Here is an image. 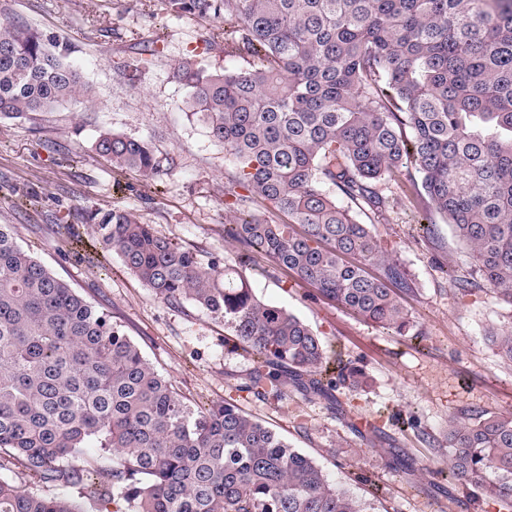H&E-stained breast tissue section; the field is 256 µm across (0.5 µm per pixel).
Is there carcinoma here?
<instances>
[{
    "mask_svg": "<svg viewBox=\"0 0 512 512\" xmlns=\"http://www.w3.org/2000/svg\"><path fill=\"white\" fill-rule=\"evenodd\" d=\"M175 15L233 29L242 68L211 72L188 56L174 78L235 161L226 174L224 242L262 256L353 315L405 336L406 267L361 212L381 215L378 184L450 224L472 274L512 308V0H162ZM73 46L0 23V119L64 103L90 107ZM94 150L118 175L154 179L143 139L102 130ZM331 184V195L324 184ZM270 205L275 219L255 209ZM90 220L105 248L169 305L221 317L254 361L249 388L329 397L362 390L358 367L330 366L321 339L258 299L238 267L159 236L114 207ZM380 268L379 276L368 268ZM486 338L512 361V329ZM438 475L512 512V415L448 420ZM40 489L0 478V512H89L124 491L126 512H370L310 456L234 399L191 411L139 347L0 224V455ZM65 486L77 496H59Z\"/></svg>",
    "mask_w": 512,
    "mask_h": 512,
    "instance_id": "1",
    "label": "carcinoma"
}]
</instances>
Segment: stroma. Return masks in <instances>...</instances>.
<instances>
[{"mask_svg":"<svg viewBox=\"0 0 512 512\" xmlns=\"http://www.w3.org/2000/svg\"><path fill=\"white\" fill-rule=\"evenodd\" d=\"M0 22L27 23L70 42L71 63L95 90L96 105L72 103L23 119L0 120V197L38 193L42 205L23 214L0 207V224L17 243L88 302L107 311L144 357L198 410L227 398L311 456L328 479L370 499L372 512H503L489 497L471 502L463 486L436 477L448 461L449 418L470 410L512 412V363L496 355L488 326L512 322V308L473 280L469 258L449 224H428L396 182H385L386 214L374 230L409 270L415 286L404 304L414 332L396 336L320 299L313 288L263 262L244 273L262 300L288 309L343 358L362 366L370 385L338 389L333 399L286 389L262 400L242 391L250 358L224 346L231 329L191 301L159 300L103 248L88 213L119 205L162 237L191 244L202 261L236 263L240 248L224 241V175L232 162L200 116L186 112L173 71L187 52L213 71L242 66L220 21L167 12L161 0H0ZM216 38L221 52H206ZM156 43L155 55L142 53ZM150 142L162 165L153 182L114 181L94 150L100 130ZM76 152L79 163L61 158ZM73 225L78 255L58 235ZM339 400L352 412L339 418ZM415 418L416 428L406 425ZM404 460L396 466L386 449Z\"/></svg>","mask_w":512,"mask_h":512,"instance_id":"obj_1","label":"stroma"}]
</instances>
